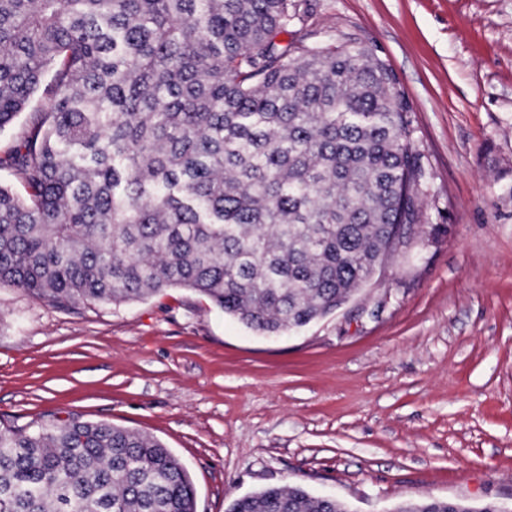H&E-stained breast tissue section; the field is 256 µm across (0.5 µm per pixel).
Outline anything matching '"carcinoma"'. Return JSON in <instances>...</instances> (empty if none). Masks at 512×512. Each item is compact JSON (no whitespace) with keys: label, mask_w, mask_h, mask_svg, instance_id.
<instances>
[{"label":"carcinoma","mask_w":512,"mask_h":512,"mask_svg":"<svg viewBox=\"0 0 512 512\" xmlns=\"http://www.w3.org/2000/svg\"><path fill=\"white\" fill-rule=\"evenodd\" d=\"M298 0H0V287L55 307L168 288L266 336L345 303L407 240L422 154L361 41L292 39ZM51 80H46V77ZM0 512H196L160 442L77 416L0 427ZM228 512H350L300 485ZM395 512H503L424 499Z\"/></svg>","instance_id":"obj_1"}]
</instances>
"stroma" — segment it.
<instances>
[{
    "mask_svg": "<svg viewBox=\"0 0 512 512\" xmlns=\"http://www.w3.org/2000/svg\"><path fill=\"white\" fill-rule=\"evenodd\" d=\"M297 39L361 40L422 152L384 282L276 339L170 288L57 308L0 288V423L74 414L161 441L197 512L300 484L389 512L512 502V0H300ZM500 502L488 501L480 505H463L452 501L424 499L395 508L396 512H506Z\"/></svg>",
    "mask_w": 512,
    "mask_h": 512,
    "instance_id": "1",
    "label": "stroma"
}]
</instances>
